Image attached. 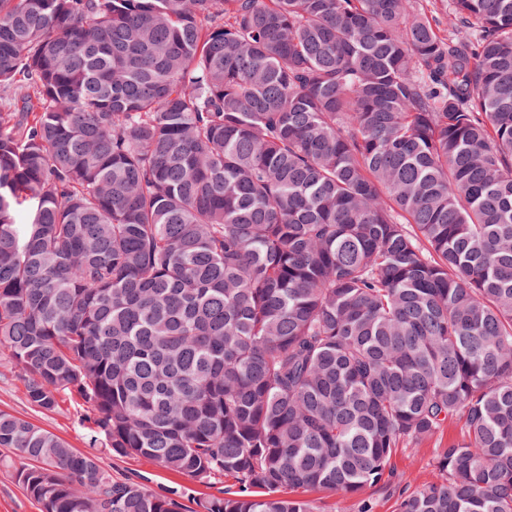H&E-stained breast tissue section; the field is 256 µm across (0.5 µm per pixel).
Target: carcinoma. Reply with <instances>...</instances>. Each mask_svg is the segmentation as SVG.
<instances>
[{
    "label": "carcinoma",
    "instance_id": "obj_1",
    "mask_svg": "<svg viewBox=\"0 0 512 512\" xmlns=\"http://www.w3.org/2000/svg\"><path fill=\"white\" fill-rule=\"evenodd\" d=\"M0 365L197 512H512V0H0ZM41 512H187L0 412ZM462 432V423L454 421L416 449L399 448L391 459L389 477L380 484L366 487L360 498L369 499L373 512H399L400 497L405 490L436 481L432 460L438 448H446L448 442L460 439ZM96 452L101 467L112 473L113 478L122 479L127 476H140L147 481L148 486L155 490L182 485L189 489L190 498L195 500L216 494L217 487L231 484L229 478H221V483L204 486L194 483L182 475L163 469L145 458H116L103 450ZM306 497L313 502L319 512H357V499L340 494L317 490Z\"/></svg>",
    "mask_w": 512,
    "mask_h": 512
}]
</instances>
